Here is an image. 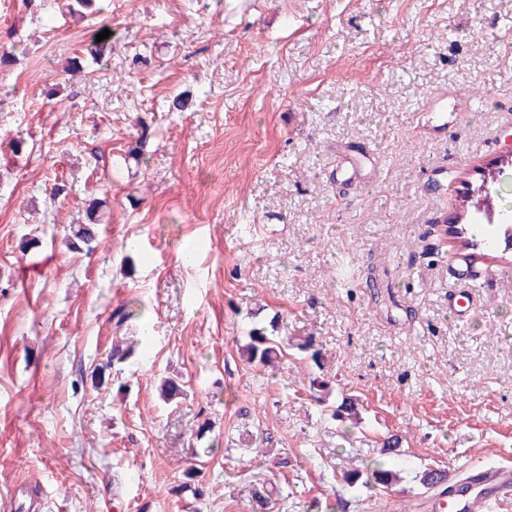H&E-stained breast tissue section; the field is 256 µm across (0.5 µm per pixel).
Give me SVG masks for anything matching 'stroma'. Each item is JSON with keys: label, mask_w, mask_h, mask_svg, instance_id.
I'll return each mask as SVG.
<instances>
[{"label": "stroma", "mask_w": 512, "mask_h": 512, "mask_svg": "<svg viewBox=\"0 0 512 512\" xmlns=\"http://www.w3.org/2000/svg\"><path fill=\"white\" fill-rule=\"evenodd\" d=\"M67 4L0 0V512L22 489L28 512H254L266 479L288 493L270 512H372L342 475L394 435L386 512H434L425 469L512 468V250L471 260L441 223L512 134V0ZM104 22L107 62L68 71ZM442 89L476 105L447 101L437 132L417 115ZM465 264L480 305L459 319ZM121 309L135 357L110 367ZM273 319L291 346L248 363ZM349 395L358 425L327 424ZM103 202L100 199L93 198L89 200V203L86 207V213L88 217V224H82L78 227V229L74 232L75 239H77L80 243H82L87 252H93L96 244V234L90 227V224H97V222H93V216L96 215V212L99 210L100 206ZM287 344V345H286ZM288 346L283 340L269 337L263 328H254L249 332V343L245 345L251 363L258 362L263 366H274L279 358L281 348Z\"/></svg>", "instance_id": "stroma-1"}]
</instances>
